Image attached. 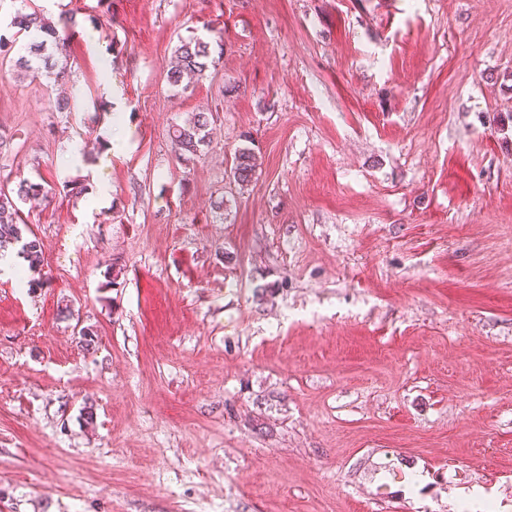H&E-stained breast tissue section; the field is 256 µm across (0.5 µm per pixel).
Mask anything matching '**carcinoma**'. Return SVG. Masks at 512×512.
Listing matches in <instances>:
<instances>
[{
	"instance_id": "carcinoma-1",
	"label": "carcinoma",
	"mask_w": 512,
	"mask_h": 512,
	"mask_svg": "<svg viewBox=\"0 0 512 512\" xmlns=\"http://www.w3.org/2000/svg\"><path fill=\"white\" fill-rule=\"evenodd\" d=\"M73 23L71 17H61L54 22L36 11L16 12L10 21V26L15 28L12 38L17 39L33 31L45 35L44 39L29 45L30 57L19 58L21 70L35 71L31 63V59L35 58L42 61L43 65L50 66L54 80H64L68 76L66 65H51L49 60L55 55L62 57L66 54ZM212 63L209 41L201 37L183 40L174 51L173 59L166 71V81L173 89L185 92L190 87L186 80L202 79ZM212 122V110L204 109L194 113L184 124L173 128L172 140L178 146L181 155L189 158L203 156L209 143V127ZM258 168V158L254 150L250 147H241L235 151L232 158L230 175L237 185L243 187L252 181ZM40 195H48L46 187L28 178L20 179L11 189L0 186V251L9 247H19V254L28 262V271L35 274V277L28 280V287L31 289L43 285L42 278L38 277L43 261L42 242L28 225L24 224L18 203Z\"/></svg>"
}]
</instances>
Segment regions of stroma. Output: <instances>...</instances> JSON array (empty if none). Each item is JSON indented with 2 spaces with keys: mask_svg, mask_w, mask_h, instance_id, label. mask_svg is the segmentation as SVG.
Instances as JSON below:
<instances>
[{
  "mask_svg": "<svg viewBox=\"0 0 512 512\" xmlns=\"http://www.w3.org/2000/svg\"><path fill=\"white\" fill-rule=\"evenodd\" d=\"M35 9L75 20L70 109L0 54V184L50 190L45 286L0 270V512H512V0H0V34ZM192 35L223 54L176 95ZM213 119L212 110L203 109L194 113L183 125H177L173 128L172 140L181 151L180 156H187L186 159L203 156L205 147L208 146L210 141L209 127ZM258 168V158L254 150L240 147L234 153L229 172L233 181L243 187L252 181Z\"/></svg>",
  "mask_w": 512,
  "mask_h": 512,
  "instance_id": "35a3bbf8",
  "label": "stroma"
}]
</instances>
